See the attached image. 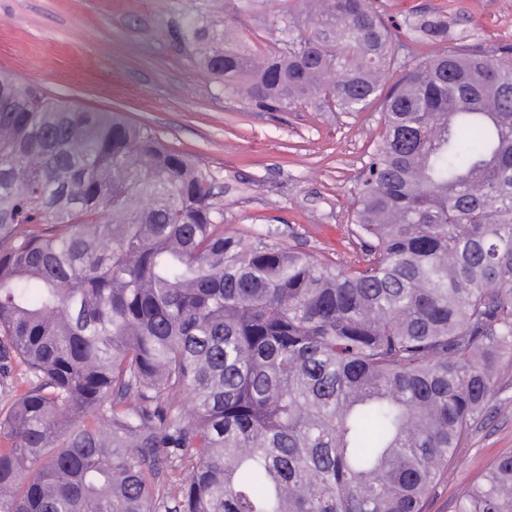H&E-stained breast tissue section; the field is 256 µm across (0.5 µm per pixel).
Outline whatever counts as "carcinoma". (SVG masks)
Listing matches in <instances>:
<instances>
[{
	"label": "carcinoma",
	"instance_id": "cac0c4a2",
	"mask_svg": "<svg viewBox=\"0 0 512 512\" xmlns=\"http://www.w3.org/2000/svg\"><path fill=\"white\" fill-rule=\"evenodd\" d=\"M280 22L258 69L233 21L180 37L258 109L382 99L327 263L225 232L211 172L150 125L0 71V512H423L487 419L512 356V45L402 70L395 30L443 43L448 21L329 0L304 34ZM458 512H512V454Z\"/></svg>",
	"mask_w": 512,
	"mask_h": 512
}]
</instances>
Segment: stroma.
Wrapping results in <instances>:
<instances>
[{
  "label": "stroma",
  "mask_w": 512,
  "mask_h": 512,
  "mask_svg": "<svg viewBox=\"0 0 512 512\" xmlns=\"http://www.w3.org/2000/svg\"><path fill=\"white\" fill-rule=\"evenodd\" d=\"M385 16L436 11L465 47L512 44V0H373ZM283 0H0V70L79 107L118 109L197 156L216 176L224 228H269L325 261L348 237L358 174L380 132L378 107L332 112L321 102L263 112L199 66L180 40L195 21L235 18L263 47H277ZM512 453V360L490 416L468 437L424 512H457L493 460Z\"/></svg>",
  "instance_id": "obj_1"
}]
</instances>
